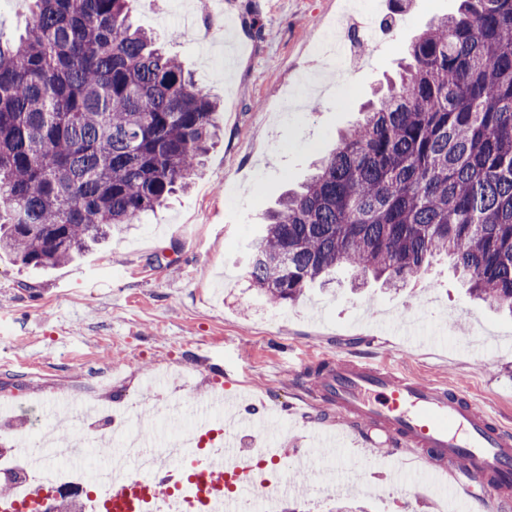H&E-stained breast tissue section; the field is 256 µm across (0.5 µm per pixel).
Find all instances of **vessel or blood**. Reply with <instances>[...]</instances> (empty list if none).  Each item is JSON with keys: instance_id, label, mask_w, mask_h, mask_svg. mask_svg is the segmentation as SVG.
<instances>
[{"instance_id": "obj_1", "label": "vessel or blood", "mask_w": 512, "mask_h": 512, "mask_svg": "<svg viewBox=\"0 0 512 512\" xmlns=\"http://www.w3.org/2000/svg\"><path fill=\"white\" fill-rule=\"evenodd\" d=\"M312 390L313 399L341 417V425L318 432L311 447L298 451L309 487H335L346 496L361 479L366 456L348 460L341 448L357 440L361 428L375 426L390 440L388 456L395 462L412 459L416 471L442 479L453 474L455 486L466 495L483 493L497 499L512 490V429L505 427L465 391L412 375H395L385 366L348 356H326ZM248 425H225L222 447L212 449L208 461L198 467L180 494L179 512H204L205 507H224L240 512L241 499H226L224 478L236 475L244 493L251 482V452L243 441ZM187 448L150 472L127 475L126 463H114L117 472L107 497L112 512H144L171 488L178 468L175 460L187 456Z\"/></svg>"}]
</instances>
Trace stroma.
<instances>
[{
  "instance_id": "35a3bbf8",
  "label": "stroma",
  "mask_w": 512,
  "mask_h": 512,
  "mask_svg": "<svg viewBox=\"0 0 512 512\" xmlns=\"http://www.w3.org/2000/svg\"><path fill=\"white\" fill-rule=\"evenodd\" d=\"M244 3L222 0L221 10L202 14L196 0H129L134 22L165 37L168 52L220 102L223 136L186 192L104 247L48 271L0 257V409L46 404L62 391L116 410L136 401L138 432L172 439L193 428L190 415L155 419L154 397L141 394L145 380L163 372L171 379L159 393L190 405L228 386L268 405L298 406L267 431L289 454L312 430L336 423L331 409L308 408L312 381L295 380L292 368L337 352L463 388L512 429V317L472 301L448 258L402 290L374 282L355 290V274L339 268L329 285L277 306L245 273L265 211L396 75L415 36L456 12L459 0H406L400 13L384 10L393 32L351 69L325 66L309 85L304 63L318 32L348 0H255L259 40L245 29ZM309 95L316 109L297 108ZM372 313L420 316L429 343L411 351L400 336L369 330ZM369 436L373 475L355 501L368 512H437L452 485L416 494L410 480L387 482V437Z\"/></svg>"
}]
</instances>
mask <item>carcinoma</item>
<instances>
[{
	"instance_id": "obj_1",
	"label": "carcinoma",
	"mask_w": 512,
	"mask_h": 512,
	"mask_svg": "<svg viewBox=\"0 0 512 512\" xmlns=\"http://www.w3.org/2000/svg\"><path fill=\"white\" fill-rule=\"evenodd\" d=\"M299 192L265 215L247 277L276 305L338 267L397 288L448 256L512 313V0H461ZM217 102L128 0H32L0 40V251L52 268L185 189Z\"/></svg>"
}]
</instances>
